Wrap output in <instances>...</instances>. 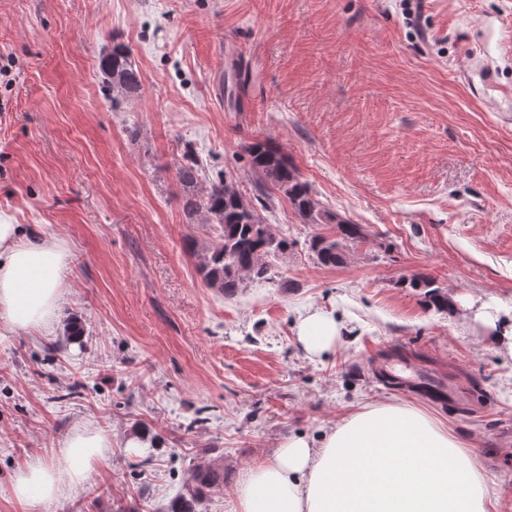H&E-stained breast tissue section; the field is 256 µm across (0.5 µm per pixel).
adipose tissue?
<instances>
[{
  "mask_svg": "<svg viewBox=\"0 0 512 512\" xmlns=\"http://www.w3.org/2000/svg\"><path fill=\"white\" fill-rule=\"evenodd\" d=\"M68 263L63 241L0 216V324L51 330ZM335 318L303 317L297 339L312 356L336 343ZM106 446L83 427L61 442L65 466L19 471L13 499L36 507L82 483ZM482 461L439 418L396 402L366 404L320 438L293 435L239 475L226 512H491Z\"/></svg>",
  "mask_w": 512,
  "mask_h": 512,
  "instance_id": "obj_1",
  "label": "adipose tissue"
}]
</instances>
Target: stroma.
<instances>
[{"instance_id": "1", "label": "stroma", "mask_w": 512, "mask_h": 512, "mask_svg": "<svg viewBox=\"0 0 512 512\" xmlns=\"http://www.w3.org/2000/svg\"><path fill=\"white\" fill-rule=\"evenodd\" d=\"M116 41L142 80L117 107L99 69ZM1 57L0 213L70 255L55 330L0 325V512L84 426L108 448L40 512H166L212 464L224 483L198 512H225L285 438L389 401L441 419L512 512V358L476 317L512 307V0H0ZM255 140L366 238L321 266L309 241L335 225L280 203L291 248L227 297L198 271L217 232L190 223L175 170L189 149L251 193ZM412 275L453 309L400 287ZM315 309L340 336L313 359L296 326ZM72 317L82 344L54 349ZM397 356L446 401L390 384ZM143 429L154 446L129 447ZM400 284L405 288H413L419 291L424 305L428 308H434L437 311L448 312L450 302L447 292H444L439 286H436L434 279L428 276H415L410 279L403 278Z\"/></svg>"}]
</instances>
